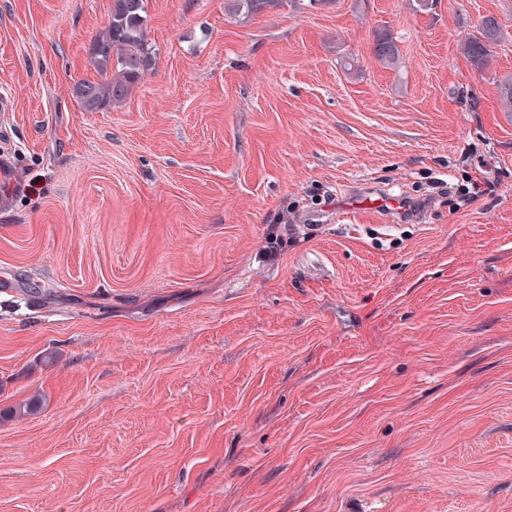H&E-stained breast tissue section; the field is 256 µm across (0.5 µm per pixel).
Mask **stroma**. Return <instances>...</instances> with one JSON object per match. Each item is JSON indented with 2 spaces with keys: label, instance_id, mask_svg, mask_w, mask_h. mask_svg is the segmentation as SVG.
I'll return each mask as SVG.
<instances>
[{
  "label": "stroma",
  "instance_id": "1",
  "mask_svg": "<svg viewBox=\"0 0 512 512\" xmlns=\"http://www.w3.org/2000/svg\"><path fill=\"white\" fill-rule=\"evenodd\" d=\"M111 11L0 0V512H512V0H149L88 112ZM148 0H113L112 13L95 36L90 63L96 80H79L76 98L88 112L121 105L155 65L146 36ZM288 0H226L227 12L241 19H251L270 11L278 10ZM500 24L494 17L483 20L476 34L467 36L462 44V53L477 67H482L492 53L493 46L501 38ZM373 54L380 65L389 70H398L402 63L399 49L393 38L386 33L375 36ZM402 199L399 197L382 196L364 193L352 203V207L363 211H401Z\"/></svg>",
  "mask_w": 512,
  "mask_h": 512
}]
</instances>
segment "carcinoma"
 Instances as JSON below:
<instances>
[{
	"label": "carcinoma",
	"instance_id": "cac0c4a2",
	"mask_svg": "<svg viewBox=\"0 0 512 512\" xmlns=\"http://www.w3.org/2000/svg\"><path fill=\"white\" fill-rule=\"evenodd\" d=\"M147 0H113L112 13L95 36L90 63L96 80H79L73 86L76 98L88 112L121 105L130 97L155 65V53L146 36ZM286 0H225L227 12L251 19L278 10ZM500 24L494 17L483 20L477 32L467 36L462 53L477 67L485 64L493 46L501 38ZM373 54L380 65L398 70L402 63L399 49L386 33L375 36Z\"/></svg>",
	"mask_w": 512,
	"mask_h": 512
}]
</instances>
